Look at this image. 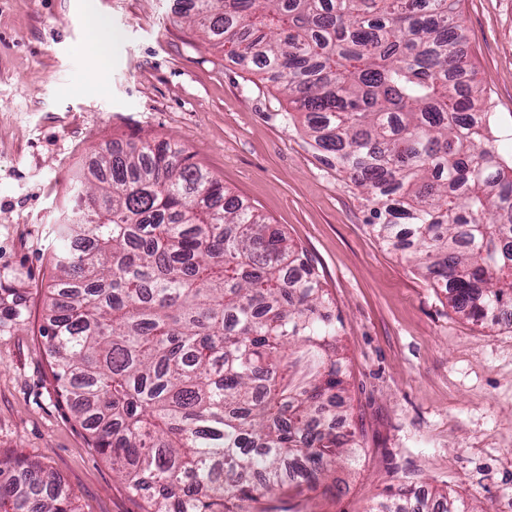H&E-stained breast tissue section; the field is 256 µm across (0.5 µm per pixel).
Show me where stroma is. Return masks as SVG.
Segmentation results:
<instances>
[{"label":"stroma","mask_w":512,"mask_h":512,"mask_svg":"<svg viewBox=\"0 0 512 512\" xmlns=\"http://www.w3.org/2000/svg\"><path fill=\"white\" fill-rule=\"evenodd\" d=\"M85 0H0V276L23 321L0 335V458L37 460L78 512H143L56 393L44 326L51 224L92 150L151 139L283 231L342 322L357 466L267 512H370L404 485L512 512V327L453 312L424 270L380 240L363 189L325 164L278 83L205 41L175 0H95L107 62L85 48ZM481 99L512 127V0H459Z\"/></svg>","instance_id":"35a3bbf8"}]
</instances>
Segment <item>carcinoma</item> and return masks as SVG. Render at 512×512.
<instances>
[{"label":"carcinoma","mask_w":512,"mask_h":512,"mask_svg":"<svg viewBox=\"0 0 512 512\" xmlns=\"http://www.w3.org/2000/svg\"><path fill=\"white\" fill-rule=\"evenodd\" d=\"M261 64L374 230L475 325L512 326V152L472 95L458 0H188ZM52 227L43 336L58 395L145 512H252L355 464L333 302L303 251L165 141L96 153ZM0 279V335L19 324ZM0 512H75L0 460ZM376 512H470L401 488Z\"/></svg>","instance_id":"1"}]
</instances>
